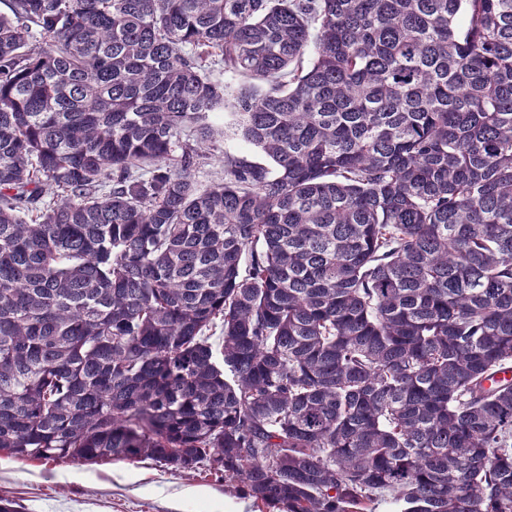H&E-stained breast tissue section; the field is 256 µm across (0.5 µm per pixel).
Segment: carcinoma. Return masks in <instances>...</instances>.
Listing matches in <instances>:
<instances>
[{
    "label": "carcinoma",
    "instance_id": "1",
    "mask_svg": "<svg viewBox=\"0 0 512 512\" xmlns=\"http://www.w3.org/2000/svg\"><path fill=\"white\" fill-rule=\"evenodd\" d=\"M7 8L1 453L512 512V0Z\"/></svg>",
    "mask_w": 512,
    "mask_h": 512
}]
</instances>
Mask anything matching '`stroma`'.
Instances as JSON below:
<instances>
[{
    "instance_id": "1",
    "label": "stroma",
    "mask_w": 512,
    "mask_h": 512,
    "mask_svg": "<svg viewBox=\"0 0 512 512\" xmlns=\"http://www.w3.org/2000/svg\"><path fill=\"white\" fill-rule=\"evenodd\" d=\"M0 498L21 512H266L238 483L207 468L152 460H20L0 454Z\"/></svg>"
}]
</instances>
